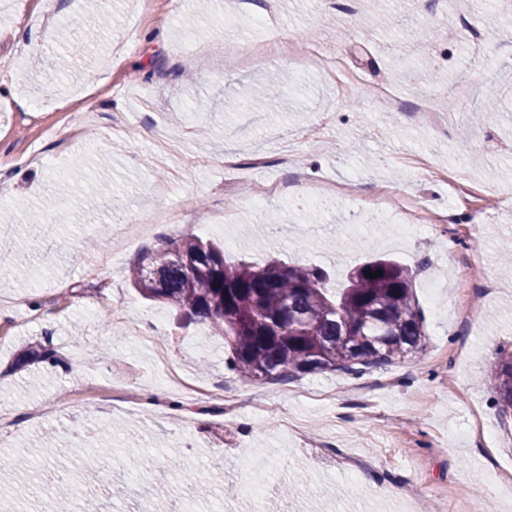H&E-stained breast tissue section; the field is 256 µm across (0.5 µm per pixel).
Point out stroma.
<instances>
[{
	"mask_svg": "<svg viewBox=\"0 0 512 512\" xmlns=\"http://www.w3.org/2000/svg\"><path fill=\"white\" fill-rule=\"evenodd\" d=\"M483 39L445 41L448 16L415 0L428 29L406 40L397 26L364 32L357 20L320 11L314 0H112L108 29L69 34L82 0H0V458L25 455L29 486L0 485L8 512H41L59 467L79 468L75 427L109 446L86 476L99 512H472L457 487L477 489L495 512H512V474L488 487L496 464L512 462V419L481 384L501 350H512V201L492 207L486 187L512 190V113L475 126L488 96L512 102L498 70L512 69V0ZM276 21L258 26L267 7ZM304 37L319 61L303 67L288 41ZM259 41L260 64L240 65L230 45ZM68 47L64 82L38 70ZM341 56L368 84L413 104L450 109L447 131L416 126L336 78L322 61ZM433 63V85L395 70L399 59ZM281 72L275 112H228L225 99L257 84V67ZM428 157L468 192L416 172ZM117 194L83 212L84 188L55 204L40 248L27 238L47 184L73 170ZM409 194L447 214L441 236L396 239ZM175 209L176 225L125 245L121 226L139 210ZM486 260L468 263L467 229L479 211ZM224 242L228 259L275 257L321 266L332 288L374 256L416 269L414 292L426 347L383 368L306 374L282 383L240 378L225 366L224 341L203 323L179 324L143 299L127 270L144 252L190 235ZM50 344L56 357L32 359ZM110 344L112 357L98 359ZM234 391V416L216 406L185 409L169 367ZM46 415L30 420L32 405ZM153 481L127 477V438ZM180 455L215 497L202 500L169 466ZM399 496H389V488Z\"/></svg>",
	"mask_w": 512,
	"mask_h": 512,
	"instance_id": "obj_1",
	"label": "stroma"
}]
</instances>
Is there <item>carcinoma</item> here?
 Wrapping results in <instances>:
<instances>
[{
  "instance_id": "cac0c4a2",
  "label": "carcinoma",
  "mask_w": 512,
  "mask_h": 512,
  "mask_svg": "<svg viewBox=\"0 0 512 512\" xmlns=\"http://www.w3.org/2000/svg\"><path fill=\"white\" fill-rule=\"evenodd\" d=\"M68 183H53L42 211H50ZM154 262L159 283L148 279L139 262L128 274L132 287L208 324L229 348V369L241 377L278 382L318 372L354 375L424 347L415 272L393 259L362 264L334 292L316 265L230 261L223 248L198 236L168 243ZM377 271L382 275L367 276ZM314 314L317 324L305 328L303 321ZM489 383L501 412H512V351L500 353Z\"/></svg>"
}]
</instances>
